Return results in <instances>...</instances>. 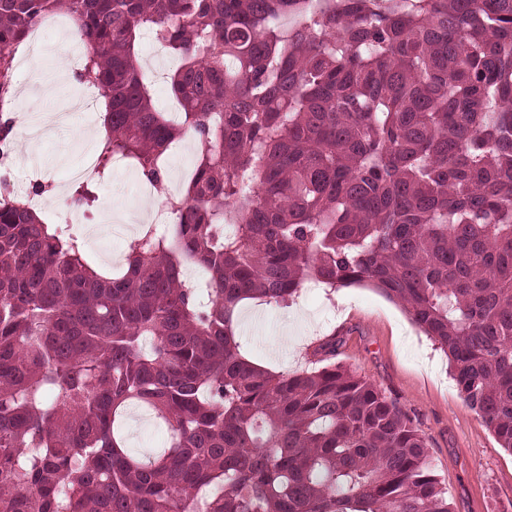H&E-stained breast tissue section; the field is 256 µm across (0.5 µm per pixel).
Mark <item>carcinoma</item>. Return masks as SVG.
Returning a JSON list of instances; mask_svg holds the SVG:
<instances>
[{
    "label": "carcinoma",
    "mask_w": 512,
    "mask_h": 512,
    "mask_svg": "<svg viewBox=\"0 0 512 512\" xmlns=\"http://www.w3.org/2000/svg\"><path fill=\"white\" fill-rule=\"evenodd\" d=\"M59 0H0V142L15 57ZM112 162L161 186L186 131L173 230L123 269L20 196L0 204V512H452L414 419L329 361L273 373L236 313L308 282L369 285L448 355L464 404L512 453V0H67ZM177 58L182 122L136 56ZM236 225L233 234L224 225ZM195 265L204 282L184 276ZM130 403L170 429L137 457ZM136 407H138V406L128 407L124 411V413L121 415V417L119 418L118 423H117V428H118L119 434L126 439V445L132 452L144 454V453H151V452L159 450L160 448H151L150 450H147L146 452L142 453V452L138 451L136 448H134V446L132 444L133 436L138 435V436L144 437L145 442L148 444L149 442H151V440L156 435L166 432L165 429L167 428L164 423H162L158 419H155V421H154L152 419V416H150L147 413L151 420L152 425L154 426V429L152 432L146 431L144 429V427H142L140 424L133 421L130 417V413ZM156 431H159V433L155 435ZM158 443H160V441L152 440L151 445H156Z\"/></svg>",
    "instance_id": "1"
}]
</instances>
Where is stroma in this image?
<instances>
[{
    "label": "stroma",
    "instance_id": "1",
    "mask_svg": "<svg viewBox=\"0 0 512 512\" xmlns=\"http://www.w3.org/2000/svg\"><path fill=\"white\" fill-rule=\"evenodd\" d=\"M150 51L151 38L142 35L139 62L151 82L155 105L162 110L172 97L171 66ZM70 52L65 37L49 47L34 46L32 55L17 57V104L25 112L35 114L70 101L73 84L59 79L61 72H76ZM87 134V126L77 118L34 147H19L12 179L26 185L27 173L34 167L41 180L52 182L46 212L75 211L69 171L91 147ZM140 180L134 167L114 168L88 218L109 209L137 223ZM237 327L251 358L275 372L310 367L316 348L335 343L337 364L397 399L414 417L454 512H505L512 505V453L499 447L482 420L460 399L445 354L398 304L375 289L362 285L307 288L286 307L249 301L238 311Z\"/></svg>",
    "mask_w": 512,
    "mask_h": 512
}]
</instances>
